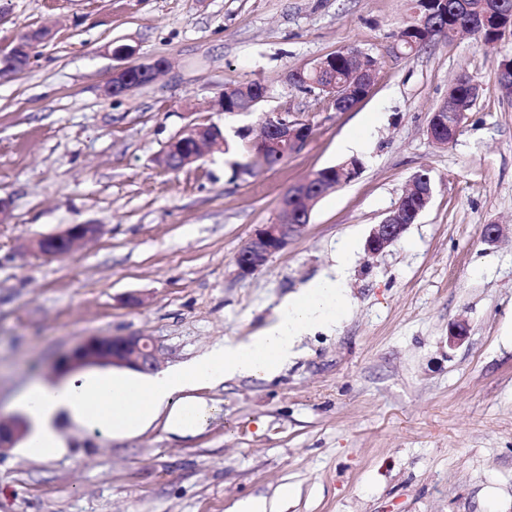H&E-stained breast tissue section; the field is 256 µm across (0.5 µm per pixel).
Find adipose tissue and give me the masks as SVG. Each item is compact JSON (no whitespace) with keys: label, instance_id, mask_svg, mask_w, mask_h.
Wrapping results in <instances>:
<instances>
[{"label":"adipose tissue","instance_id":"1","mask_svg":"<svg viewBox=\"0 0 512 512\" xmlns=\"http://www.w3.org/2000/svg\"><path fill=\"white\" fill-rule=\"evenodd\" d=\"M350 256V246H342L331 269L286 295L275 319L255 334L215 346L182 366L146 375L102 372L31 383L19 397L35 424L27 441L30 457L48 461L66 453L58 428L65 418L115 437L155 425L180 438L196 435L214 410L201 390L233 379H271L295 357L302 336L342 317L349 306L345 269Z\"/></svg>","mask_w":512,"mask_h":512}]
</instances>
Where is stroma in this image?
Wrapping results in <instances>:
<instances>
[{
	"instance_id": "obj_1",
	"label": "stroma",
	"mask_w": 512,
	"mask_h": 512,
	"mask_svg": "<svg viewBox=\"0 0 512 512\" xmlns=\"http://www.w3.org/2000/svg\"><path fill=\"white\" fill-rule=\"evenodd\" d=\"M410 0H8L0 45L46 28L31 64L0 74V420L32 379L90 336L144 335L158 369L264 327L282 298L349 243V309L304 337L268 380L203 390L216 410L181 439L155 426L124 438L70 424L62 457L0 451V512H235L262 495L276 512H512V97L499 84L512 28L409 52ZM348 43L378 65L367 95L336 111L289 83ZM164 58L128 95L104 93L117 59ZM480 95L454 143L427 135L459 74ZM263 81L254 111L227 114L224 88ZM309 123L307 143L269 167L241 149L264 115ZM223 130L177 171L155 159L188 124ZM356 139L351 151L342 143ZM355 156L358 176L248 277L235 257L274 220L290 186ZM425 211L377 255L366 239L419 170ZM96 224L66 256L29 251ZM486 224L503 225L494 244ZM137 304H129L128 295ZM467 337L449 345L452 323ZM296 489L282 500V485Z\"/></svg>"
}]
</instances>
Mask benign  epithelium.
Returning <instances> with one entry per match:
<instances>
[{"instance_id":"benign-epithelium-1","label":"benign epithelium","mask_w":512,"mask_h":512,"mask_svg":"<svg viewBox=\"0 0 512 512\" xmlns=\"http://www.w3.org/2000/svg\"><path fill=\"white\" fill-rule=\"evenodd\" d=\"M457 10L464 17L471 35L483 41L485 29L489 25V18L495 9L488 8L481 12H474L466 0H460ZM50 32L46 29L30 31L6 46L0 47V72H17L25 69L32 57L35 46L48 39ZM167 65L162 58L143 60L134 65L117 66L112 71V78L105 88L109 97L124 96L142 86L141 76L152 77L163 71ZM321 80L319 88L329 92L331 100L341 105L337 98L360 101L371 87L365 78L357 79L351 83L336 88L333 80V56L329 55L310 67ZM255 101L251 97L219 96L215 102L219 112H249ZM451 116L455 124L450 127L448 134H443L442 127L428 126L427 132L433 143L446 136L452 142L462 128L467 117L465 112H453ZM310 124L299 119H290L286 113H277L270 119L269 136L254 142L255 153L264 154L272 149L289 154L300 150L310 136ZM419 198V204L409 214H404L400 206H395L390 213L375 225L366 240V251L372 255L383 252L387 247L395 244L402 238L408 227L426 209L433 195V186L429 176L423 172L416 173L410 181ZM337 188L333 179H321L316 185H310L302 180L288 188V195L281 200L280 209L290 210L294 202L305 200L307 207L302 213V220H309L314 203L323 195ZM303 225L284 223L276 219L268 224H262L240 248L235 264L238 273L249 276L258 272L275 253L283 250L301 231ZM99 231L96 224H74L64 232L40 238L30 243V249L48 255H60V251L71 253L82 244L92 240ZM158 348L149 336H91L87 338L63 362V368L73 369L92 364H112L127 366L139 371H150L156 368ZM24 432L23 424L18 420L9 423L0 421V449L12 448L21 439Z\"/></svg>"}]
</instances>
